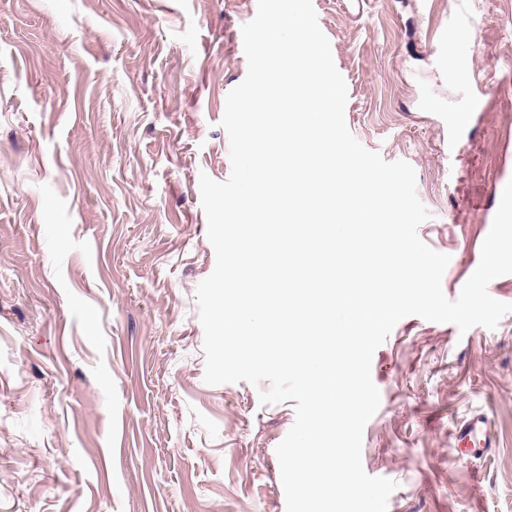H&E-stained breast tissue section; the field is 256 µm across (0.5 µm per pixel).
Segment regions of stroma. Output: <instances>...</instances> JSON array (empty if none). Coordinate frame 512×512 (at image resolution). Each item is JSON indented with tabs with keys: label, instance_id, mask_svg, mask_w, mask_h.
I'll return each mask as SVG.
<instances>
[{
	"label": "stroma",
	"instance_id": "obj_1",
	"mask_svg": "<svg viewBox=\"0 0 512 512\" xmlns=\"http://www.w3.org/2000/svg\"><path fill=\"white\" fill-rule=\"evenodd\" d=\"M313 0L346 123L415 170L423 242L456 299L512 180V0ZM257 0H0V512H286L293 401L210 385L195 293L215 267L199 180L229 178L220 122L247 74ZM468 19L489 88L437 60ZM362 465L386 512H512V314L496 328L402 318L372 358ZM491 420L489 456L453 430Z\"/></svg>",
	"mask_w": 512,
	"mask_h": 512
}]
</instances>
